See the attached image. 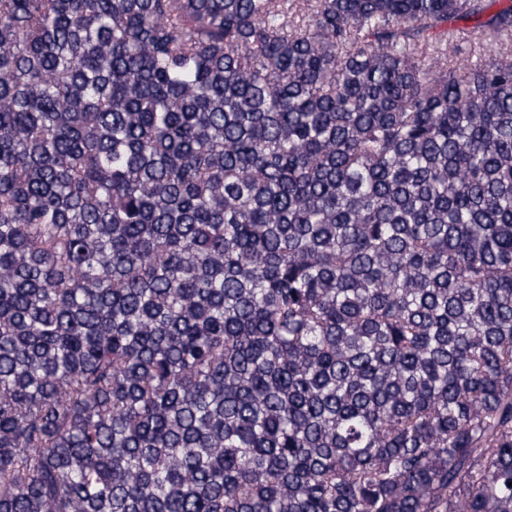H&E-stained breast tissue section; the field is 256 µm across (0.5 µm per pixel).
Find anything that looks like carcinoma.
Instances as JSON below:
<instances>
[{"label":"carcinoma","mask_w":512,"mask_h":512,"mask_svg":"<svg viewBox=\"0 0 512 512\" xmlns=\"http://www.w3.org/2000/svg\"><path fill=\"white\" fill-rule=\"evenodd\" d=\"M485 2L0 0V512H512ZM457 43L459 45V52L448 57V64L453 62L457 64H476L487 58V55L495 49V46L490 45L485 46L484 49L474 48L472 40H461Z\"/></svg>","instance_id":"1"}]
</instances>
